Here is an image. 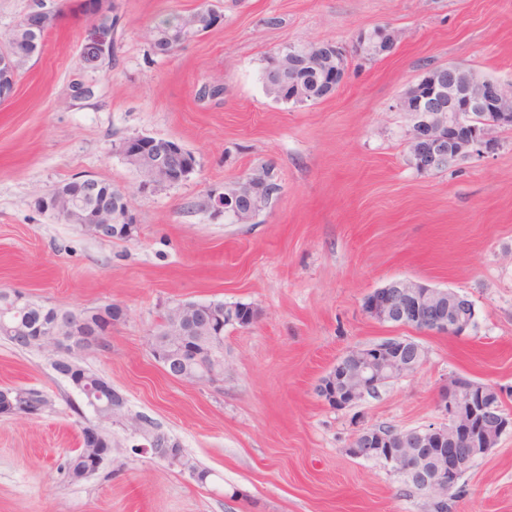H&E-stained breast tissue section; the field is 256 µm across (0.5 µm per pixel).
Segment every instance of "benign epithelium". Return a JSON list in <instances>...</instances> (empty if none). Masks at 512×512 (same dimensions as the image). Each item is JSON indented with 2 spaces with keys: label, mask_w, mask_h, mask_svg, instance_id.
I'll return each mask as SVG.
<instances>
[{
  "label": "benign epithelium",
  "mask_w": 512,
  "mask_h": 512,
  "mask_svg": "<svg viewBox=\"0 0 512 512\" xmlns=\"http://www.w3.org/2000/svg\"><path fill=\"white\" fill-rule=\"evenodd\" d=\"M93 20L85 29L82 47L97 51L96 68L106 66L112 39L113 0H97ZM56 10L32 8L21 20L27 35L7 37L0 47V102L15 91L20 68L32 60L44 46L47 33L57 26ZM398 43L397 32L380 26L358 33L354 52L385 55ZM348 53L341 47L325 44L322 51H301L290 42L273 54L266 70L268 81L284 103L302 100L298 76L308 75L316 84L334 93L348 70ZM398 108L413 116L408 146L413 166L422 173L434 172L458 160L480 157L490 147V130L512 127V87L484 78L457 63L432 69V73L411 84L398 101ZM123 155L139 173L142 190H156L186 179L195 168L187 150L178 142L160 141L137 135L121 143ZM98 179L85 176L42 198L52 211L67 222L77 216L96 225L99 239L117 236L129 238L135 227L130 205L124 212L111 210L107 200L98 198ZM279 190L271 174L256 170L224 193L211 199L210 205L235 223L257 216ZM364 313L380 324L412 327L428 335L462 336L473 326L474 307L467 296L452 290L431 288L426 284L399 279L368 294L362 304ZM117 305L62 314L55 320L30 329L3 324L15 336H26L40 343L44 351H64L73 356L105 344L104 334L120 320ZM260 316L251 303L182 302L175 317L153 340V351L162 359L168 375L194 383H214L224 370L187 374V368L205 355L207 336L214 327L248 328ZM425 352L418 343L391 336L378 343L358 347L336 359L319 378L314 391L332 408L353 407L374 396L388 382L415 373L423 364ZM97 396L105 400L98 407L96 421L87 426L85 440L100 449L94 470L112 458L107 444L104 416L115 411L122 395L101 381ZM0 399L13 415H36L47 406L41 394L6 388ZM437 408L445 423L422 428L398 430L370 426L358 430L346 452L356 458L376 460L388 469L420 486L433 496L432 512H448V494L458 479L474 463L494 448L502 435L512 431V411L506 409L501 390L464 376H455L439 390Z\"/></svg>",
  "instance_id": "1"
}]
</instances>
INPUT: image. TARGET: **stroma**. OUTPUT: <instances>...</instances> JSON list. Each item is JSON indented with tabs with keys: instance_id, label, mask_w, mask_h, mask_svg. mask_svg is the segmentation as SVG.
Returning <instances> with one entry per match:
<instances>
[{
	"instance_id": "35a3bbf8",
	"label": "stroma",
	"mask_w": 512,
	"mask_h": 512,
	"mask_svg": "<svg viewBox=\"0 0 512 512\" xmlns=\"http://www.w3.org/2000/svg\"><path fill=\"white\" fill-rule=\"evenodd\" d=\"M77 0L0 102V289L125 317L104 348L78 354L124 398L107 428L112 460L71 482L67 462L94 419L54 369V353L0 336V389L41 390L39 415L0 417V512H430L431 496L377 461L350 456L366 426L438 425V390L465 375L506 389L512 408V127L493 147L424 174L409 162L410 113L397 99L429 69L461 63L512 84V0H209L220 26L156 54L149 31L202 0H115L112 65L73 100L87 17ZM399 34L388 56H354L334 95L275 102L267 56L291 42L349 47L356 32ZM223 85L201 99L202 84ZM178 142L197 166L178 185L140 192L119 152L128 137ZM270 169L279 191L249 222L209 205L245 173ZM92 176L128 192L130 238L101 240L42 210L57 186ZM411 279L468 296L464 336H428L365 315L367 294ZM255 304L224 330V380L169 377L149 337L183 301ZM403 336L425 350L416 373L338 410L313 392L347 350ZM144 415L207 470L198 481L140 452L128 418ZM451 512H512V433L458 486Z\"/></svg>"
}]
</instances>
